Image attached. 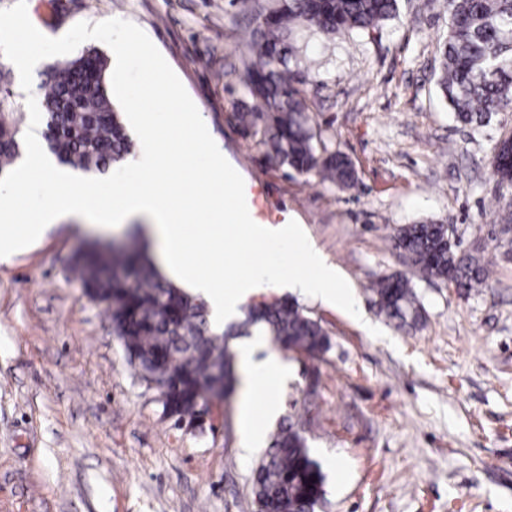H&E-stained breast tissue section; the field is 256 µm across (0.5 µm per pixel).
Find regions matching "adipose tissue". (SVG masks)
<instances>
[{
    "label": "adipose tissue",
    "mask_w": 512,
    "mask_h": 512,
    "mask_svg": "<svg viewBox=\"0 0 512 512\" xmlns=\"http://www.w3.org/2000/svg\"><path fill=\"white\" fill-rule=\"evenodd\" d=\"M150 81L166 109L172 129H188L190 145L160 133L154 113L138 115L140 128L152 143L136 182L100 181L88 194L81 175L59 168L38 134L29 137L30 155L20 175L0 183V259L27 249L62 216L94 222L109 231L130 220H146L147 233L159 244L165 276L208 305L215 326L235 319L249 298L275 288L308 294L348 312H355V293L335 266L303 233L300 225L253 223L246 197L223 159L207 151L192 158V148H203L204 132L186 110L185 100L173 93L170 81L151 73ZM49 185L52 197L23 232L12 229L16 203L32 181ZM209 255L211 268L187 259L186 244ZM258 343L238 351V366L247 395L241 404L243 442L253 448L264 429L255 420L254 395L286 368L275 354L257 358Z\"/></svg>",
    "instance_id": "obj_1"
}]
</instances>
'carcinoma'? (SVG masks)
Listing matches in <instances>:
<instances>
[{
  "label": "carcinoma",
  "instance_id": "obj_1",
  "mask_svg": "<svg viewBox=\"0 0 512 512\" xmlns=\"http://www.w3.org/2000/svg\"><path fill=\"white\" fill-rule=\"evenodd\" d=\"M448 35L439 45L436 84L464 124H481L512 112V0H445ZM398 10L397 0H271L255 18L245 47L253 57L241 77L244 95L237 120L266 147L269 157L301 176H316L339 189L357 177L350 160L318 140L313 117L299 88L301 59L291 36L298 27L313 33H371ZM107 60L88 51L56 69L44 95L43 137L64 165L105 171L130 151V140L105 86ZM13 93L0 94V175L19 153ZM493 173L512 187V135L498 141ZM395 249L426 278L469 292L483 285L487 270L471 254L448 245L442 225L418 221L396 229ZM85 292L99 305L120 336L136 374L156 372L167 401L179 417L190 418L200 401L234 389L233 336L259 333L289 350H327V333L294 300L276 299L248 312L222 332L210 323L205 303L168 282L142 253L112 254L92 249L71 265ZM378 312L396 326H415L424 307L411 280L393 273L373 282ZM325 475L310 454L296 423L273 435L253 470L252 505L274 512H316L324 500Z\"/></svg>",
  "mask_w": 512,
  "mask_h": 512
}]
</instances>
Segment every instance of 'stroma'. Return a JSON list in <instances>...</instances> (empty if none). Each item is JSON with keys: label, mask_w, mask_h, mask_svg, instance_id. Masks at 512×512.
Listing matches in <instances>:
<instances>
[{"label": "stroma", "mask_w": 512, "mask_h": 512, "mask_svg": "<svg viewBox=\"0 0 512 512\" xmlns=\"http://www.w3.org/2000/svg\"><path fill=\"white\" fill-rule=\"evenodd\" d=\"M398 5L372 34L295 40L310 61L302 89L315 129L355 168L349 190L274 163L239 126L240 35L253 22L235 0H0V68L25 131L42 125L52 67L97 51L128 126L163 109L148 93L158 60L240 183L260 185L265 207L302 225L351 283L364 320L299 297L330 347L311 358L268 344L288 378L257 400L277 405L266 434L292 415L303 422L326 475L318 512H512V247L487 237L512 212V188L492 175L512 112L458 123L435 87L444 0ZM130 36L150 57H116ZM15 48L36 67H9ZM426 219L454 226L490 277L468 294L414 278L425 318L399 329L369 287L407 272L390 237ZM87 240L64 222L0 263V512H243L262 451L243 449L238 395L212 429L162 418L71 272Z\"/></svg>", "instance_id": "stroma-1"}]
</instances>
